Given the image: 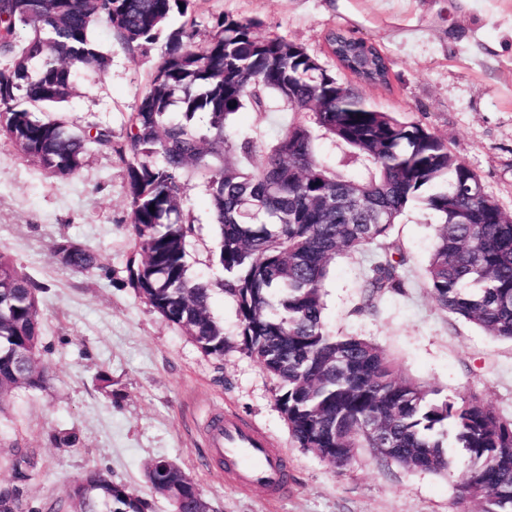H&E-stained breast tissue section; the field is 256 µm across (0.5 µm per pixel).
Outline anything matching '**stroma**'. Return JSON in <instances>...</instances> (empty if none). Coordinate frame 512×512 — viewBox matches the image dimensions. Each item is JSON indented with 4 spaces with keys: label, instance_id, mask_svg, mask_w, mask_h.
Masks as SVG:
<instances>
[{
    "label": "stroma",
    "instance_id": "stroma-1",
    "mask_svg": "<svg viewBox=\"0 0 512 512\" xmlns=\"http://www.w3.org/2000/svg\"><path fill=\"white\" fill-rule=\"evenodd\" d=\"M198 40L217 18L253 20L260 37L301 45L369 103L423 123L480 178L487 194L512 214V0H192ZM341 29L372 43L385 57L388 81L369 85L341 67L327 35ZM105 69L73 71L76 96L61 104L73 127L107 126L125 139L126 118L148 87L159 45L128 53L117 34L96 26ZM293 119L281 104L247 108L231 119V137L250 136L262 148ZM185 223L191 276L215 287L212 312L236 341L235 305L220 290L218 230L204 182L187 174ZM126 166L119 155L90 149L78 170L59 177L32 164L0 138V251L18 269L48 285L41 303V363L49 386L16 392L0 404V487L21 485L29 512L65 499L70 484L95 468L148 493L143 466L152 458L179 464L216 512H454L456 484L468 467L463 449L449 448L450 474L407 470L359 449L344 471L297 447L275 401V380L238 350L223 360L204 355L165 321L128 281L138 251L130 235ZM408 253V295L361 311L364 249L335 259L326 283L325 321L339 336L376 343L404 373L442 395L477 394L512 418V342L443 313L424 286L433 225L411 207L396 226ZM67 238L102 254L111 275H82L53 251ZM112 378L113 396L98 387ZM229 413L258 429L288 466V491L272 497L242 488L207 461L211 419ZM61 430L76 432L71 448L55 446ZM30 457L32 477L18 482L13 459Z\"/></svg>",
    "mask_w": 512,
    "mask_h": 512
}]
</instances>
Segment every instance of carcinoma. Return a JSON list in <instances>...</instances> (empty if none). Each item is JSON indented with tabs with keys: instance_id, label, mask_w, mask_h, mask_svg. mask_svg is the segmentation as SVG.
Masks as SVG:
<instances>
[{
	"instance_id": "cac0c4a2",
	"label": "carcinoma",
	"mask_w": 512,
	"mask_h": 512,
	"mask_svg": "<svg viewBox=\"0 0 512 512\" xmlns=\"http://www.w3.org/2000/svg\"><path fill=\"white\" fill-rule=\"evenodd\" d=\"M189 0H0V136L23 156L60 176L73 174L91 147L126 165L130 231L140 259L128 281L164 320L216 360L236 348L276 381L275 400L300 448L343 471L370 448L407 470L446 474L448 439L469 468L456 504L512 512V418L475 394L439 397L406 376L381 348L336 336L324 318L325 283L337 255L370 248L362 269V305L373 311L411 288L409 259L396 225L412 204L436 225L425 269L438 308L490 336L512 341V215L446 143L422 124L382 112L294 43L256 36L249 19L224 17L195 42ZM185 18L167 37L149 87L128 115L126 141L112 129L75 130L55 116L72 93V71L102 67L90 37L110 26L133 53L154 43L173 14ZM333 55L359 51L384 74L378 49L341 31L328 35ZM275 97L294 114L261 164L254 143L233 139L227 123L247 106L262 112ZM180 107L182 118L168 117ZM205 114L201 125L197 114ZM204 180L219 229L217 259L224 294L236 306L231 343L211 309L213 289L186 263L191 227L183 221L185 173ZM155 211H149V207ZM55 255L71 271L105 268L101 255L67 238ZM48 286L18 271L0 252V396L43 390L49 375L26 355L41 342L40 304ZM150 491L173 512H201L199 492L173 461L144 464ZM70 512H150L126 483L91 469L71 483ZM21 491H0V512H21Z\"/></svg>"
}]
</instances>
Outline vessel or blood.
<instances>
[{
    "label": "vessel or blood",
    "mask_w": 512,
    "mask_h": 512,
    "mask_svg": "<svg viewBox=\"0 0 512 512\" xmlns=\"http://www.w3.org/2000/svg\"><path fill=\"white\" fill-rule=\"evenodd\" d=\"M209 453L223 460L224 469L243 487L262 486L277 496L286 488L282 455L262 433L235 416L216 421L209 432Z\"/></svg>",
    "instance_id": "1"
}]
</instances>
